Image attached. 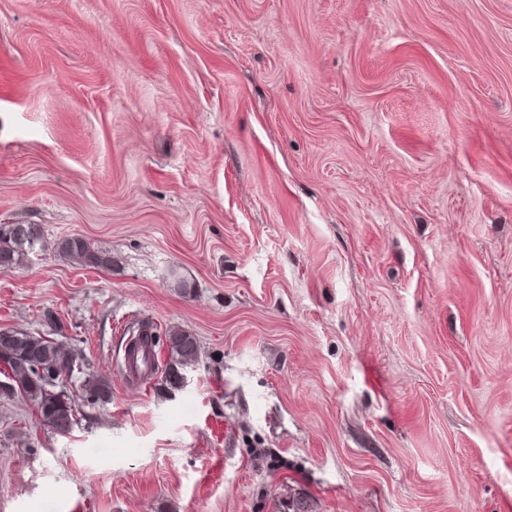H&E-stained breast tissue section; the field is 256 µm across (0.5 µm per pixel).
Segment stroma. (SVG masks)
<instances>
[{
  "mask_svg": "<svg viewBox=\"0 0 512 512\" xmlns=\"http://www.w3.org/2000/svg\"><path fill=\"white\" fill-rule=\"evenodd\" d=\"M0 224L85 407L0 399V512H512V0H0ZM44 248L41 227L37 224H0V269L20 263L30 252ZM53 249L60 255L69 257H79L92 266L106 265L109 261L107 257L91 249L89 244L79 236L65 237L57 240L53 244ZM169 351L172 360L165 366L162 382L172 389H179L184 386L188 369H192L199 360V344L192 334L175 330L167 334Z\"/></svg>",
  "mask_w": 512,
  "mask_h": 512,
  "instance_id": "stroma-1",
  "label": "stroma"
}]
</instances>
